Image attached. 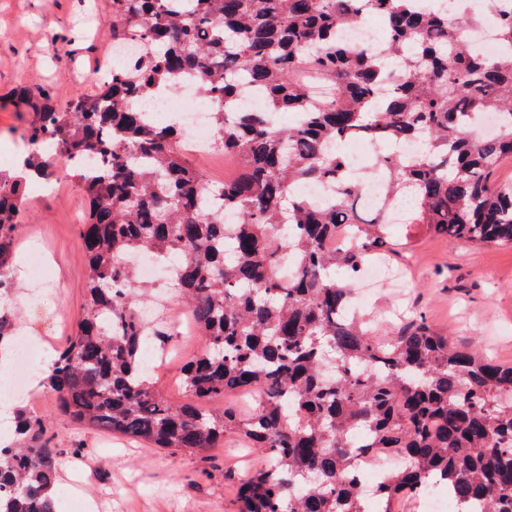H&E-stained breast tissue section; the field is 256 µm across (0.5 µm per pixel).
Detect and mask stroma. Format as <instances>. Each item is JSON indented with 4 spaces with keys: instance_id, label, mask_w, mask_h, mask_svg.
Masks as SVG:
<instances>
[{
    "instance_id": "obj_1",
    "label": "stroma",
    "mask_w": 512,
    "mask_h": 512,
    "mask_svg": "<svg viewBox=\"0 0 512 512\" xmlns=\"http://www.w3.org/2000/svg\"><path fill=\"white\" fill-rule=\"evenodd\" d=\"M109 10V0H0V170H11L15 146L33 120L16 108V87L89 90L108 58ZM56 166L58 191L27 196L15 232L14 304L26 333L43 339L52 354L83 313L86 259L78 226L89 211L64 161ZM390 232L407 242V260L418 264L408 290L415 309L455 341L512 366V244L452 241L424 224H395ZM34 250L46 257L49 282L37 298L23 287ZM204 346L200 336L170 339L164 367L150 373L168 401L184 400L181 368ZM37 397L34 411L61 450L62 512H85L91 502L96 512H239L237 445L203 454L155 448L80 426L57 413L53 396L41 391Z\"/></svg>"
}]
</instances>
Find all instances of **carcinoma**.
I'll return each instance as SVG.
<instances>
[{
  "label": "carcinoma",
  "instance_id": "carcinoma-1",
  "mask_svg": "<svg viewBox=\"0 0 512 512\" xmlns=\"http://www.w3.org/2000/svg\"><path fill=\"white\" fill-rule=\"evenodd\" d=\"M458 19L420 0H111L112 44L146 49L112 63L94 89L59 96L17 88L36 116L20 170L0 174V349L17 336L9 303L15 228L32 170L71 167L89 199L84 316L44 390L79 425L155 448L207 452L241 438L267 459L241 479L240 512H368L360 454L398 457L373 490L382 512L444 485L458 512H512V366L454 345L416 314L398 330L347 317L350 276L389 248V228L426 224L477 245L512 244V183L493 173L512 157V12L477 51ZM384 19L377 51L340 33L365 14ZM195 79L216 106L210 148L236 161L213 184L189 158L183 131L149 125L139 103ZM256 107H231L245 91ZM292 112V126L270 122ZM492 113L479 136L471 117ZM55 141L45 152L40 133ZM415 142L378 167L400 217L355 206L342 146ZM327 183L323 206L303 194ZM354 242L336 247L346 225ZM174 262L172 285L206 346L182 369L186 400L170 403L143 358L166 325L139 314L153 285L126 259ZM255 391L243 414L217 401ZM15 442L0 447V512H56L57 450L42 419L13 409Z\"/></svg>",
  "mask_w": 512,
  "mask_h": 512
}]
</instances>
